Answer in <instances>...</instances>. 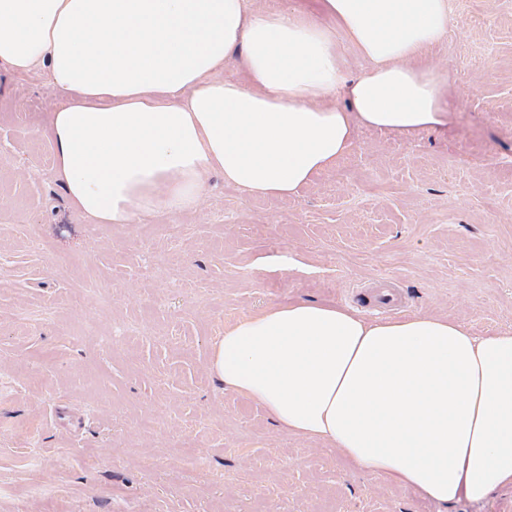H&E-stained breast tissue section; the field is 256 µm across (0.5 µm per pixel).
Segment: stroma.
Instances as JSON below:
<instances>
[{
  "instance_id": "35a3bbf8",
  "label": "stroma",
  "mask_w": 512,
  "mask_h": 512,
  "mask_svg": "<svg viewBox=\"0 0 512 512\" xmlns=\"http://www.w3.org/2000/svg\"><path fill=\"white\" fill-rule=\"evenodd\" d=\"M445 127L362 130L299 197L212 175L195 209L94 224L41 129L44 70L0 67V512H512L441 506L289 435L208 369L225 324L295 300L512 326V0H454ZM204 475L186 482L187 464Z\"/></svg>"
}]
</instances>
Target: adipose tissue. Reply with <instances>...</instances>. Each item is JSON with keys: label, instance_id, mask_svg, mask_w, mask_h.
Masks as SVG:
<instances>
[{"label": "adipose tissue", "instance_id": "ef3b65f1", "mask_svg": "<svg viewBox=\"0 0 512 512\" xmlns=\"http://www.w3.org/2000/svg\"><path fill=\"white\" fill-rule=\"evenodd\" d=\"M253 2L0 0V66L46 70L59 93L42 135L74 210L94 224L178 213L214 171L293 198L360 130L448 121V76L425 59L452 0ZM347 47L366 63L355 78ZM209 370L288 434L434 503L512 486V327L296 301L225 325Z\"/></svg>", "mask_w": 512, "mask_h": 512}]
</instances>
